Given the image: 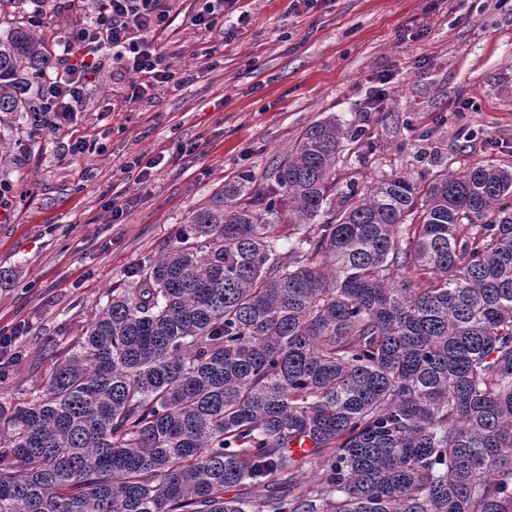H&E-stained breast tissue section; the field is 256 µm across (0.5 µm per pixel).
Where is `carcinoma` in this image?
<instances>
[{"instance_id": "1", "label": "carcinoma", "mask_w": 512, "mask_h": 512, "mask_svg": "<svg viewBox=\"0 0 512 512\" xmlns=\"http://www.w3.org/2000/svg\"><path fill=\"white\" fill-rule=\"evenodd\" d=\"M51 66L0 34V112ZM362 136L325 117L271 192H214L0 403V512H512V166L338 201Z\"/></svg>"}]
</instances>
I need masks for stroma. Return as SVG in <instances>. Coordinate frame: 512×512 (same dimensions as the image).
Returning a JSON list of instances; mask_svg holds the SVG:
<instances>
[{
    "label": "stroma",
    "instance_id": "1",
    "mask_svg": "<svg viewBox=\"0 0 512 512\" xmlns=\"http://www.w3.org/2000/svg\"><path fill=\"white\" fill-rule=\"evenodd\" d=\"M92 0H22L18 21L49 10L46 35L89 20ZM197 0H174L157 40L179 90L122 100L127 77L103 55L80 112L37 135L23 112L0 116V349L10 361L0 401L22 399L92 310L144 259L180 239L193 210L224 185L269 192L273 168L327 115L363 130L345 151L336 189L384 175L421 182L440 169L512 164V0H237L223 25L198 32ZM382 111L366 105L378 84ZM93 150L62 156L78 140ZM167 161L143 182L124 171L141 155ZM125 205L114 215L113 202Z\"/></svg>",
    "mask_w": 512,
    "mask_h": 512
}]
</instances>
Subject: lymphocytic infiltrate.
I'll return each mask as SVG.
<instances>
[{
	"instance_id": "f902f5d3",
	"label": "lymphocytic infiltrate",
	"mask_w": 512,
	"mask_h": 512,
	"mask_svg": "<svg viewBox=\"0 0 512 512\" xmlns=\"http://www.w3.org/2000/svg\"><path fill=\"white\" fill-rule=\"evenodd\" d=\"M172 10L171 0H100L96 15L60 38L58 63L38 90V131L59 129L79 111L104 52L135 75L124 88L126 102L141 101L149 89L173 83L175 74L156 41L157 33L169 27Z\"/></svg>"
}]
</instances>
